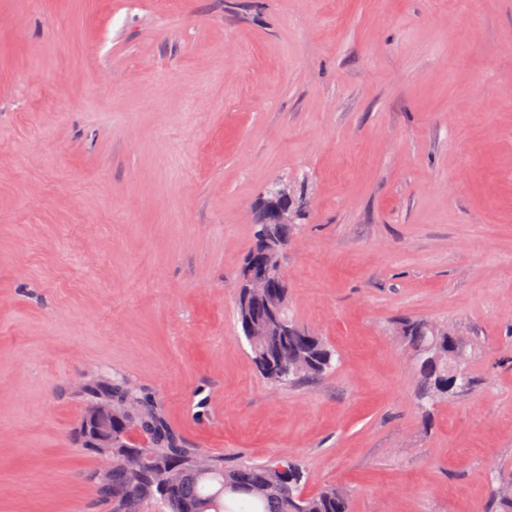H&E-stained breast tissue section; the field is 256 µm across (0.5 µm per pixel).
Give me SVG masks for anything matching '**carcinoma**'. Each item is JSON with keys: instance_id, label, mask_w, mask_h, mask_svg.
I'll return each mask as SVG.
<instances>
[{"instance_id": "cac0c4a2", "label": "carcinoma", "mask_w": 512, "mask_h": 512, "mask_svg": "<svg viewBox=\"0 0 512 512\" xmlns=\"http://www.w3.org/2000/svg\"><path fill=\"white\" fill-rule=\"evenodd\" d=\"M269 205L265 198L258 205L254 224L255 244L248 252L240 278L246 279L249 266L266 252L288 247L292 230L279 229L282 243L267 236L261 223ZM277 285L274 294L266 290L239 289L246 299L236 305L238 322L250 341L252 358L260 375L272 385H296L315 380L335 368L336 350L301 326L288 308V283L281 270L271 272ZM281 309L293 333L288 336H252V327L263 323L272 306ZM406 345H427L435 336L450 334L448 328L427 319L407 321L400 327ZM419 356L422 381L417 392L422 407L454 397L460 387L470 388L473 376L468 362H462L459 379L463 385H448V359L438 363ZM78 395L88 402L81 420L80 435L86 447L97 455L112 454V468L97 470L90 480L96 484L106 512H142L148 503L160 506V512H350L348 492L336 486H324L314 493L305 492L306 476L302 466L290 460L288 471L278 465L244 462L233 467L207 456V466L199 469L197 448L187 446L183 437L169 425L162 407L119 377L88 378ZM146 441L148 456L131 453L132 436ZM485 512H512V472L494 477Z\"/></svg>"}]
</instances>
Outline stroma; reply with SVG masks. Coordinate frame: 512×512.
I'll return each instance as SVG.
<instances>
[{
  "mask_svg": "<svg viewBox=\"0 0 512 512\" xmlns=\"http://www.w3.org/2000/svg\"><path fill=\"white\" fill-rule=\"evenodd\" d=\"M334 372L274 388L235 313L254 205ZM476 352L422 413L398 332ZM352 512H482L512 470V0H0V512H105L83 375ZM278 194L282 199L281 203L273 204L271 208V224H294L296 211L288 206V188L279 185ZM402 338L406 345L414 348L417 344H430L440 334H452L447 327L438 325L427 319L407 321L400 327Z\"/></svg>",
  "mask_w": 512,
  "mask_h": 512,
  "instance_id": "1",
  "label": "stroma"
}]
</instances>
